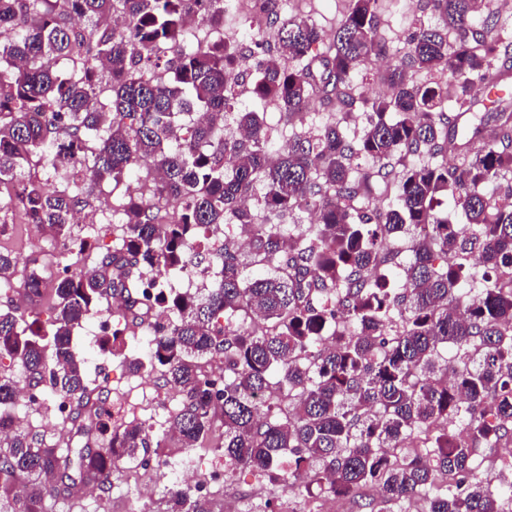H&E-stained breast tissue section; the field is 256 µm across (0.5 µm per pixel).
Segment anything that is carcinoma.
<instances>
[{"label":"carcinoma","instance_id":"carcinoma-1","mask_svg":"<svg viewBox=\"0 0 512 512\" xmlns=\"http://www.w3.org/2000/svg\"><path fill=\"white\" fill-rule=\"evenodd\" d=\"M255 2L247 21L273 26V45L247 93L291 128L275 159L265 120L234 112L227 92L244 56L221 35L224 0H0V223L16 217L70 242L75 214L110 183L122 231L91 270L59 272L47 333L32 329L35 311L28 321L0 311V356L67 397L76 420L106 395L76 356L75 327L116 294L139 309L147 270L166 278L206 255L210 287L158 297L170 317L149 356L183 393L169 418L183 447L221 428L224 459L271 484L344 498L373 486L416 512H512V482L492 489L473 467L481 449L512 445V208L487 191L512 173V101L459 125L474 111L473 85L512 80V40L495 21L512 0L481 23L477 0H429L444 29H420L389 72V94L373 99L351 76L386 53L378 0H348L327 49L311 18L281 21L273 0ZM192 13L208 37L185 32ZM315 98L338 109L319 127L307 123ZM357 108L365 125L351 134ZM232 113L245 135L224 129ZM489 124L494 142L482 135ZM144 160L155 175L134 185ZM377 185L386 207L370 206ZM448 193L466 234L436 210ZM299 213L315 222L288 223ZM421 225L429 231L402 260L394 235ZM476 243L481 270L470 262ZM247 265L258 270L250 280ZM38 269L32 260L36 299ZM216 357L218 383L202 368ZM160 447L144 422L106 448L16 428L0 451V502L48 512L47 498L76 481L106 492L114 460L136 467ZM168 512L212 510L177 488Z\"/></svg>","mask_w":512,"mask_h":512}]
</instances>
